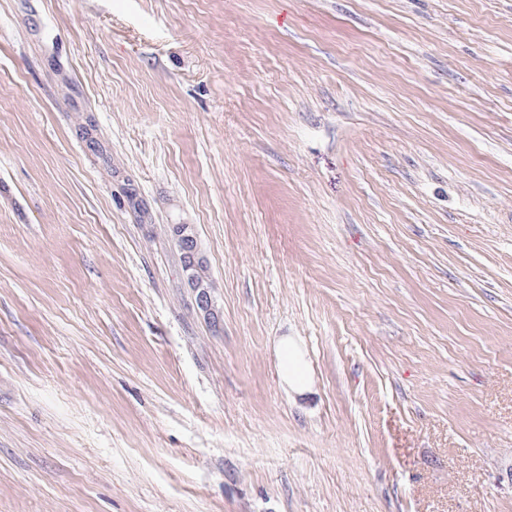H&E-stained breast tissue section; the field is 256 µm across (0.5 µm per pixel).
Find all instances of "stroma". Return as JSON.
Masks as SVG:
<instances>
[{
  "instance_id": "obj_1",
  "label": "stroma",
  "mask_w": 512,
  "mask_h": 512,
  "mask_svg": "<svg viewBox=\"0 0 512 512\" xmlns=\"http://www.w3.org/2000/svg\"><path fill=\"white\" fill-rule=\"evenodd\" d=\"M0 512H512V0H0ZM171 225L170 234L176 241V245L182 254L183 270L186 274L187 283L190 288L196 291L197 305L200 310L205 311L210 305V296L208 293L197 288L198 283H205L209 279L207 274V266L204 259L199 256L197 250V241L193 232V225L181 224ZM281 375L288 386L299 389L307 382V369L303 356L292 340H286L281 346Z\"/></svg>"
}]
</instances>
